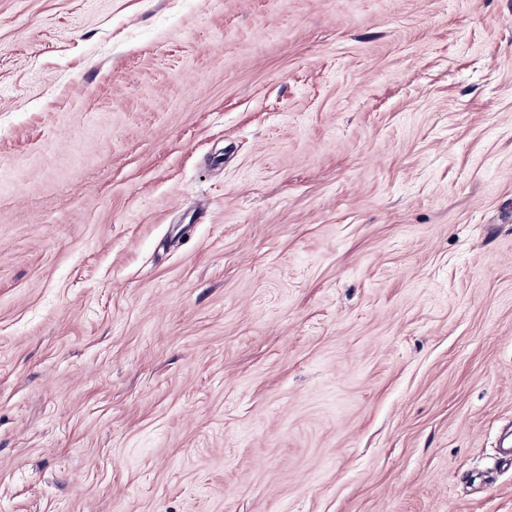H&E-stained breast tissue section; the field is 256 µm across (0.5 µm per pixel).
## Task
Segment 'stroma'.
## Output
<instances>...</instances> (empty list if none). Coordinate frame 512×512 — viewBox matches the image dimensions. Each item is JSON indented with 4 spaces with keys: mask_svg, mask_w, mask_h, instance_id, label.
Segmentation results:
<instances>
[{
    "mask_svg": "<svg viewBox=\"0 0 512 512\" xmlns=\"http://www.w3.org/2000/svg\"><path fill=\"white\" fill-rule=\"evenodd\" d=\"M512 0H0V512H512Z\"/></svg>",
    "mask_w": 512,
    "mask_h": 512,
    "instance_id": "1",
    "label": "stroma"
}]
</instances>
